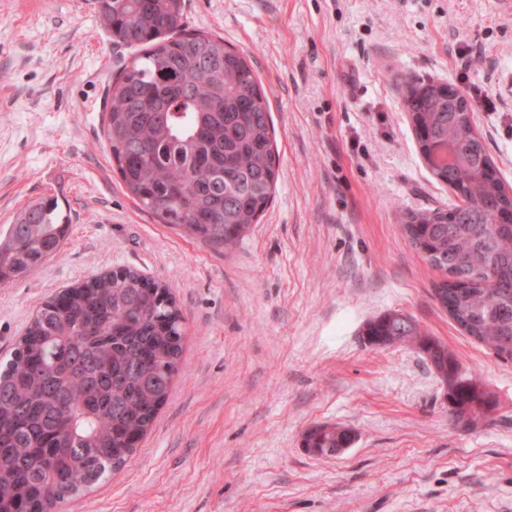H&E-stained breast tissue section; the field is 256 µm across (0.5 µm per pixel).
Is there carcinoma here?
<instances>
[{
    "label": "carcinoma",
    "instance_id": "1",
    "mask_svg": "<svg viewBox=\"0 0 512 512\" xmlns=\"http://www.w3.org/2000/svg\"><path fill=\"white\" fill-rule=\"evenodd\" d=\"M92 5L113 43L133 49L107 87L103 117L119 178L161 223L234 247L272 200L279 167L256 75L224 39L185 28L184 0ZM407 87L420 155L466 204L413 212L404 232L444 275L435 293L452 320L512 360V202L474 134L466 96L449 97L443 83ZM68 228L55 199L22 210L0 240V285L54 256ZM362 339L370 348L415 343L446 386L450 421L469 430L488 420L493 393L408 316L374 317ZM184 344L185 318L169 288L130 269L44 301L0 364V512H56L125 465L170 395ZM353 440L347 428L318 424L301 444L327 456Z\"/></svg>",
    "mask_w": 512,
    "mask_h": 512
}]
</instances>
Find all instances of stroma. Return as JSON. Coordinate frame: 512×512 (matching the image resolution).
I'll return each instance as SVG.
<instances>
[{"label": "stroma", "instance_id": "stroma-1", "mask_svg": "<svg viewBox=\"0 0 512 512\" xmlns=\"http://www.w3.org/2000/svg\"><path fill=\"white\" fill-rule=\"evenodd\" d=\"M189 29L245 56L270 105L275 196L229 251L159 223L124 188L102 133L131 57L90 0H0V238L57 198L56 256L0 286V360L66 285L130 268L186 319L175 386L135 456L63 512H512V362L435 298L441 274L401 224L455 192L419 154L407 82L480 89L474 125L512 187V12L498 0H186ZM414 319L491 390L475 430L448 420L417 346L366 347V320ZM354 431L334 456L316 424ZM354 436L351 430L339 425L318 424L302 434V448L318 456L336 454L341 448H349Z\"/></svg>", "mask_w": 512, "mask_h": 512}]
</instances>
